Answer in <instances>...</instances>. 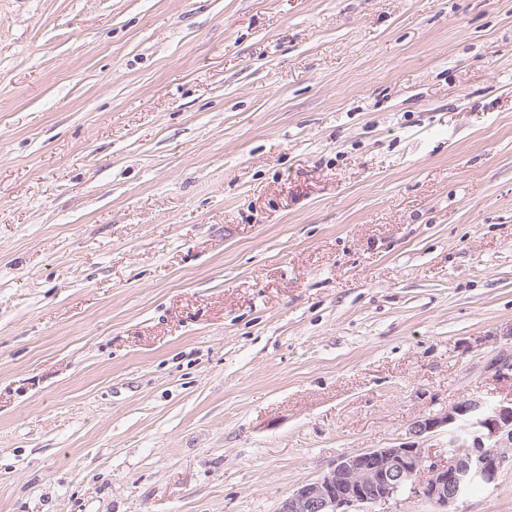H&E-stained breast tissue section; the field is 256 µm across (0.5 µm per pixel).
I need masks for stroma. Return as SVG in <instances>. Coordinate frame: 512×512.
<instances>
[{
    "label": "stroma",
    "mask_w": 512,
    "mask_h": 512,
    "mask_svg": "<svg viewBox=\"0 0 512 512\" xmlns=\"http://www.w3.org/2000/svg\"><path fill=\"white\" fill-rule=\"evenodd\" d=\"M505 358L512 0H0V512H278Z\"/></svg>",
    "instance_id": "35a3bbf8"
}]
</instances>
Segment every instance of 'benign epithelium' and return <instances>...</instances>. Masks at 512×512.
Instances as JSON below:
<instances>
[{"instance_id":"obj_1","label":"benign epithelium","mask_w":512,"mask_h":512,"mask_svg":"<svg viewBox=\"0 0 512 512\" xmlns=\"http://www.w3.org/2000/svg\"><path fill=\"white\" fill-rule=\"evenodd\" d=\"M443 428L447 457L432 460L417 439ZM409 435L415 440L341 457L320 478L288 494L278 512H358L414 485L439 512H455L462 493L477 480L493 482L512 452V399L464 398L414 421Z\"/></svg>"}]
</instances>
